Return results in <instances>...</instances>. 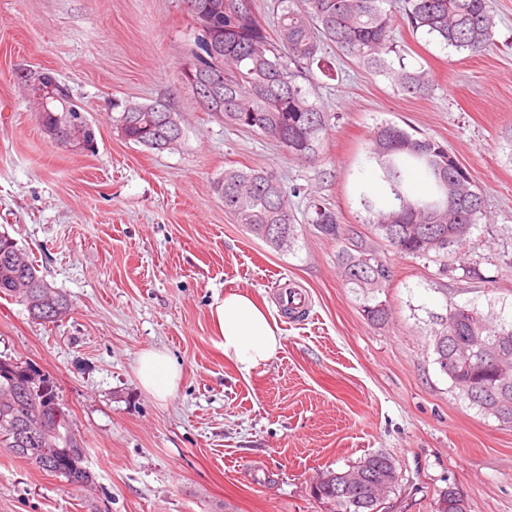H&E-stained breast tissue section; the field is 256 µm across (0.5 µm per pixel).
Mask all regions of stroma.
I'll list each match as a JSON object with an SVG mask.
<instances>
[{
  "label": "stroma",
  "instance_id": "obj_1",
  "mask_svg": "<svg viewBox=\"0 0 512 512\" xmlns=\"http://www.w3.org/2000/svg\"><path fill=\"white\" fill-rule=\"evenodd\" d=\"M489 4L495 43L478 56L395 29L406 66L432 75L426 97L325 46L332 74L312 69L309 88L334 120L305 162L225 125L187 87L198 31L182 0H0V231L73 304L42 325L0 298V355L54 379L94 475L75 490L0 448V512H324L311 492L318 475L377 453L397 462L390 512H435L451 485L467 512H512V425L459 396L430 336L454 305L512 317V0ZM39 70L85 108L94 150L45 138L24 86ZM157 100L183 130L160 152L112 122L125 103ZM385 122L446 144L482 188L492 221L473 237L489 280L387 252L389 319L374 325L342 280L340 242L305 213L317 199L343 228L371 233L358 184L366 139ZM232 167L301 187L290 249L225 211L214 183ZM287 285L304 296L303 317L284 313ZM232 290L268 307L282 331L277 355L248 376L225 358L210 314ZM146 349L181 371L167 400L137 379Z\"/></svg>",
  "mask_w": 512,
  "mask_h": 512
}]
</instances>
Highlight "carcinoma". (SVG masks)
<instances>
[{
	"label": "carcinoma",
	"instance_id": "obj_1",
	"mask_svg": "<svg viewBox=\"0 0 512 512\" xmlns=\"http://www.w3.org/2000/svg\"><path fill=\"white\" fill-rule=\"evenodd\" d=\"M217 8L194 17L203 33L222 38V51L207 53L206 39L197 38L188 64L194 75L192 92L220 107L224 123L268 136L294 159L313 160L321 135L332 115L310 100V92L299 83L303 70L318 60L324 44L374 74H384L404 92L426 96L432 80L426 69H409L403 58H392L395 27L406 25L472 55L494 44L496 22L488 0H405L404 12L382 7L385 0H273L272 24L276 39L268 36L267 23L256 15L252 0H209ZM70 112L41 113L42 125L62 127L82 113L73 103ZM116 128L129 142L162 150L171 128L158 112L144 104L136 112L122 111L115 117ZM368 158L384 196H373L366 187L359 190L360 204L369 215L372 236L356 232L342 234L338 215L325 204L314 201L307 223L321 235L343 240L338 265L345 285L356 293L366 319L384 324L389 316L379 295L392 276L390 263L379 243L395 252L426 259L462 270V278L485 281L480 262L462 256L474 249L473 229L486 217L482 191L457 156L441 142L416 138L406 129L385 123L371 133ZM423 170L431 192L415 197L409 188L413 169ZM224 198V210L250 234L274 248L290 243L298 225L288 210L286 190L271 173L256 169H229L216 182ZM268 225L280 228L281 239L265 234ZM430 234L454 239L445 247L427 245ZM21 251L6 232H0V297L22 304L31 318L55 323L71 310V302L44 276L29 257L18 265L11 256ZM432 331L436 363L444 370L460 396L481 413L512 425V320L489 310L454 306L447 318L436 317ZM501 351L499 369L477 363L476 352ZM20 359L0 358V448L34 465L41 472L71 487L93 483L86 466L83 442L73 429L70 412L60 402L53 378L45 376L34 390L10 393L12 384L32 370ZM387 454H373L351 469L360 471L362 485L369 488L394 469ZM344 471H328L318 482L315 497L324 512H375L376 504L365 492L356 497L344 494ZM435 512H466L465 501L456 488L443 491Z\"/></svg>",
	"mask_w": 512,
	"mask_h": 512
}]
</instances>
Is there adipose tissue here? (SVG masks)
<instances>
[{"mask_svg": "<svg viewBox=\"0 0 512 512\" xmlns=\"http://www.w3.org/2000/svg\"><path fill=\"white\" fill-rule=\"evenodd\" d=\"M224 355L242 374L266 367L282 347L281 330L269 309L261 307L243 291L225 293L211 306ZM142 388L153 397H171L180 381L175 362L157 349L142 351L136 362Z\"/></svg>", "mask_w": 512, "mask_h": 512, "instance_id": "1", "label": "adipose tissue"}]
</instances>
